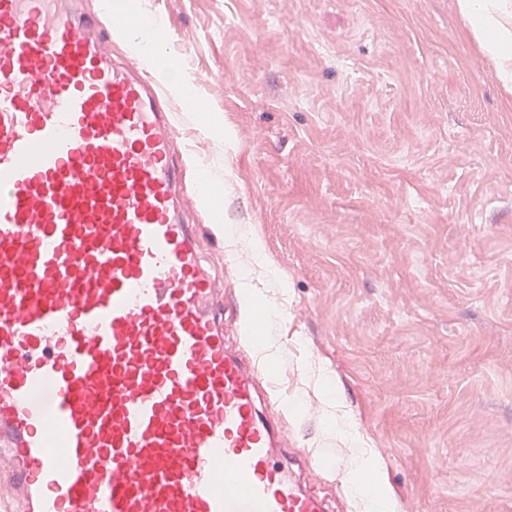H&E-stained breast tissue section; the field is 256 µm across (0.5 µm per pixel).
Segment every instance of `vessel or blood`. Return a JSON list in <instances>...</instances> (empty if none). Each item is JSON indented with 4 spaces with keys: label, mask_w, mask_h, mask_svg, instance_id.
<instances>
[{
    "label": "vessel or blood",
    "mask_w": 512,
    "mask_h": 512,
    "mask_svg": "<svg viewBox=\"0 0 512 512\" xmlns=\"http://www.w3.org/2000/svg\"><path fill=\"white\" fill-rule=\"evenodd\" d=\"M80 0H0V448L16 512H327L227 345L162 83Z\"/></svg>",
    "instance_id": "obj_1"
}]
</instances>
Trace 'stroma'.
<instances>
[{
	"label": "stroma",
	"mask_w": 512,
	"mask_h": 512,
	"mask_svg": "<svg viewBox=\"0 0 512 512\" xmlns=\"http://www.w3.org/2000/svg\"><path fill=\"white\" fill-rule=\"evenodd\" d=\"M134 2L196 91L181 209L304 485L368 512L361 446L392 512H512V92L455 0Z\"/></svg>",
	"instance_id": "1"
}]
</instances>
